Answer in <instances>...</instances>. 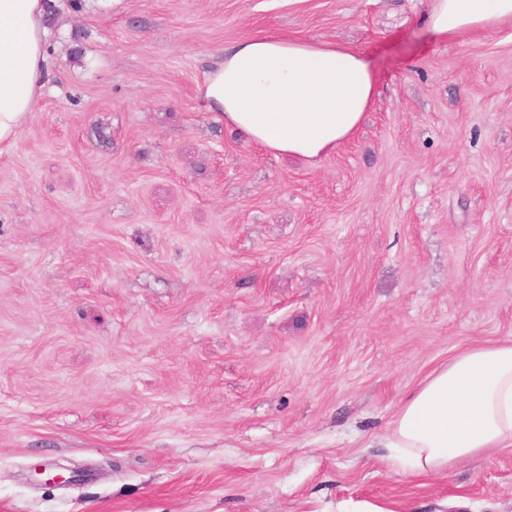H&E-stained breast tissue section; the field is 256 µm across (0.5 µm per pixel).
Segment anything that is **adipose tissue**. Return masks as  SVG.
I'll return each instance as SVG.
<instances>
[{"mask_svg":"<svg viewBox=\"0 0 512 512\" xmlns=\"http://www.w3.org/2000/svg\"><path fill=\"white\" fill-rule=\"evenodd\" d=\"M45 0H0V146L27 121L49 76ZM512 19V0H429L425 24L448 37ZM376 92L363 54L260 31L226 48L200 98L261 148L317 164L361 126ZM430 477L512 447V343L472 346L433 369L381 438Z\"/></svg>","mask_w":512,"mask_h":512,"instance_id":"obj_1","label":"adipose tissue"}]
</instances>
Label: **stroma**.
Returning <instances> with one entry per match:
<instances>
[{
    "label": "stroma",
    "mask_w": 512,
    "mask_h": 512,
    "mask_svg": "<svg viewBox=\"0 0 512 512\" xmlns=\"http://www.w3.org/2000/svg\"><path fill=\"white\" fill-rule=\"evenodd\" d=\"M52 2L49 81L0 150V512H512V448L416 478L377 445L434 368L512 341V20ZM259 30L375 68L318 165L197 95Z\"/></svg>",
    "instance_id": "obj_1"
}]
</instances>
